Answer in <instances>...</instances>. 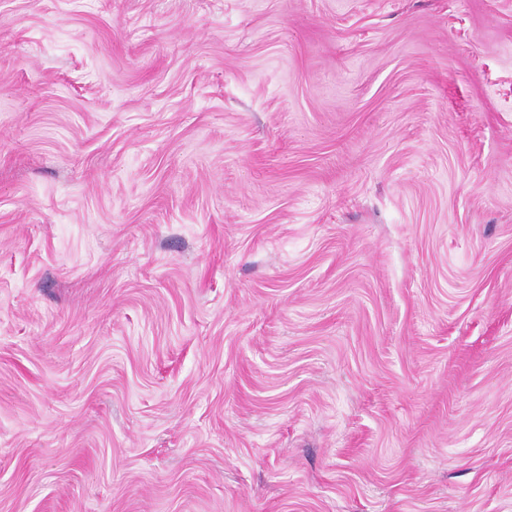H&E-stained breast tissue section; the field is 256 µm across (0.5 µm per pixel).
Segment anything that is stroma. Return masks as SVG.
Wrapping results in <instances>:
<instances>
[{"instance_id":"obj_1","label":"stroma","mask_w":512,"mask_h":512,"mask_svg":"<svg viewBox=\"0 0 512 512\" xmlns=\"http://www.w3.org/2000/svg\"><path fill=\"white\" fill-rule=\"evenodd\" d=\"M0 512H512V0H0Z\"/></svg>"}]
</instances>
